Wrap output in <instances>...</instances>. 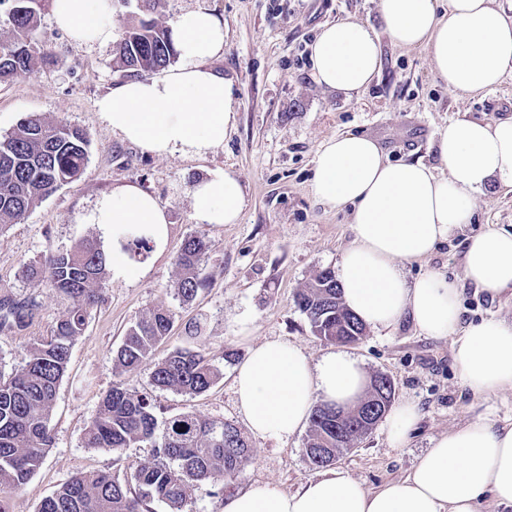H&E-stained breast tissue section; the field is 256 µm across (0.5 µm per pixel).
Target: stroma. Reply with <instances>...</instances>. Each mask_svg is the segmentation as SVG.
I'll list each match as a JSON object with an SVG mask.
<instances>
[{"mask_svg":"<svg viewBox=\"0 0 512 512\" xmlns=\"http://www.w3.org/2000/svg\"><path fill=\"white\" fill-rule=\"evenodd\" d=\"M379 0H160L153 17L171 25L194 8L214 11L224 21V53L213 68L233 87L237 122L221 148L203 157L155 156L112 133L101 119L98 100L122 82L112 45L85 47L70 42L54 24L51 0H37L41 24L33 39L51 54L33 74L0 84V136L30 113L51 123L84 130L89 158L82 175L62 186L17 224L0 233V300L32 304L22 326L0 328V371L22 368L31 348L50 336L70 302L42 275H23L50 254L85 239L103 250L112 241L103 228L86 223L97 201L112 188L131 183L152 194L170 222L167 248L139 259L141 276L131 282L105 279L101 302L70 352L66 374L53 403V445L20 488L0 490L7 512H38L41 501L72 476L108 472L122 477L131 465L151 461L140 444L121 451L87 448L83 433L115 382L148 396L166 415L193 412L247 424L233 390L238 363L260 343L294 344L319 361L332 346L311 332L294 296L316 273L337 268L351 244L348 209L318 202L310 180L319 144L330 136L361 133L376 138L390 160L419 159L435 166L440 131L458 118L494 121L512 116V73L492 92L459 97L436 76L427 52L394 44L381 30ZM341 21L369 24L379 32L382 66L362 93L347 97L319 86L311 76L309 46L324 25ZM235 170L245 202L238 223L200 224L190 193L211 171ZM512 230V191L496 187L482 196L472 221L455 229L429 258L406 263L408 279L429 272L461 277L463 242L486 225ZM202 235L210 248L202 268L208 288L186 303L177 294V255L184 240ZM462 318L479 322L495 316L512 322V298L493 297L465 286ZM167 310L173 327L156 353L175 347L202 352L222 376L207 393L191 396L151 383L153 360L133 374H119L113 356L127 329L155 309ZM199 322L196 339L186 329ZM237 353L224 359L225 350ZM367 375L384 374L394 383L395 401L417 403L420 419L402 448L391 447L384 423L339 455L335 468L376 490L404 479L431 439L472 415L474 400L453 364L452 341L420 333L410 321L391 331L367 330L348 348ZM308 430L287 440L250 437L252 457L234 483L235 491L267 486L294 492L318 475L304 448Z\"/></svg>","mask_w":512,"mask_h":512,"instance_id":"obj_1","label":"stroma"}]
</instances>
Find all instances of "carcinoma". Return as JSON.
Masks as SVG:
<instances>
[{
  "instance_id": "obj_1",
  "label": "carcinoma",
  "mask_w": 512,
  "mask_h": 512,
  "mask_svg": "<svg viewBox=\"0 0 512 512\" xmlns=\"http://www.w3.org/2000/svg\"><path fill=\"white\" fill-rule=\"evenodd\" d=\"M35 0H0L9 5L12 36L0 42V84L31 73L46 57L32 40L40 15ZM127 78L150 76L177 60L167 26L154 19H133L124 25L113 49ZM88 158L84 132L68 123H48L28 114L16 129L0 137V232L62 186L78 179ZM210 247L203 236L187 238L177 255L180 269L177 294L193 301L208 286L201 261ZM51 288L72 301L50 337L31 350L26 365L9 374L0 372V487L25 484L39 466L53 438L49 417L74 340L86 315L101 299L107 258L93 242L51 254L42 264ZM314 336L327 343L351 345L365 334V325L348 309L333 270H321L295 295ZM170 313L156 309L131 325L114 357L121 374L135 372L169 337ZM220 369L203 354L175 347L154 363L152 384L188 395L208 391ZM394 385L378 374L370 379L365 406L358 414L336 416V407L317 405L305 455L311 464L328 465L377 424V411L392 405ZM154 448V461L130 470L123 481L107 472L81 474L64 482L40 504L38 512H148L159 501L167 512H184L190 487L212 483L219 493L233 488L239 472L251 459V445L233 424L179 413L160 421L157 406L120 383L112 385L84 431L88 448L119 451L132 444Z\"/></svg>"
}]
</instances>
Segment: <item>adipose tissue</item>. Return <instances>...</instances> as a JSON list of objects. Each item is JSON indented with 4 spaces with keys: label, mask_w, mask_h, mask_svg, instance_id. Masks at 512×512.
Here are the masks:
<instances>
[{
    "label": "adipose tissue",
    "mask_w": 512,
    "mask_h": 512,
    "mask_svg": "<svg viewBox=\"0 0 512 512\" xmlns=\"http://www.w3.org/2000/svg\"><path fill=\"white\" fill-rule=\"evenodd\" d=\"M56 26L77 45L113 37V0H51ZM391 41L424 47L438 78L459 95L497 88L512 70V21L493 0H380ZM178 66L160 76L113 87L97 104L101 119L143 152L203 156L220 148L236 122L230 81L211 60L224 51V22L208 9L180 14L170 31ZM314 80L350 96L379 72L374 28L348 21L325 25L310 46ZM445 168L390 161L379 142L344 133L321 142L310 189L321 203L348 209L353 243L339 262L344 304L375 330L408 318L426 336L452 337L453 363L479 401L512 388V324L491 317L463 323V284L489 295L512 291V232L492 227L469 235L462 279L431 272L408 280L403 264L434 254L454 228L469 223L492 186L512 188V117L485 123L466 118L438 135ZM200 224L237 223L244 189L238 175L216 170L192 187ZM112 237L107 255L117 280L141 270L127 245L145 239L154 253L169 240V220L148 192L123 184L101 197L88 216ZM366 387L361 363L345 351L310 362L298 346L267 340L235 371L233 388L251 433L295 435L317 403L349 406ZM512 512V424L495 426L480 413L434 438L403 480L369 491L339 469L325 471L288 494L254 487L224 500V512H481L484 501Z\"/></svg>",
    "instance_id": "ef3b65f1"
}]
</instances>
